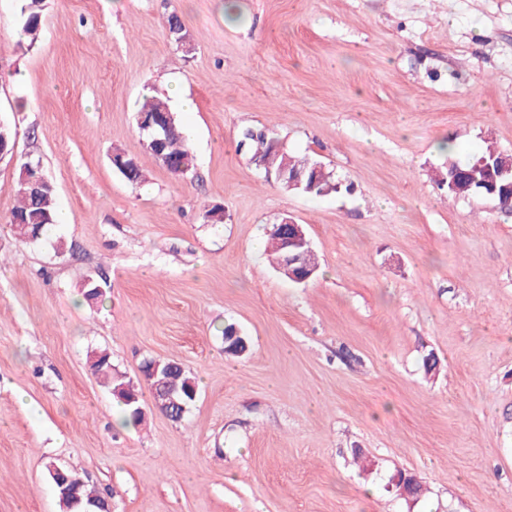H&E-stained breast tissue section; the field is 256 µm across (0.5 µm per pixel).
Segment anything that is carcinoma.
<instances>
[{
    "label": "carcinoma",
    "instance_id": "carcinoma-1",
    "mask_svg": "<svg viewBox=\"0 0 512 512\" xmlns=\"http://www.w3.org/2000/svg\"><path fill=\"white\" fill-rule=\"evenodd\" d=\"M25 5L21 9V26L27 35L29 43L37 41L41 26L40 0H24ZM139 114L146 117L169 115V130L164 137V153L178 166L183 167L182 174L191 172L194 168V156L189 147V137L171 109L168 100L151 96L146 99L139 110ZM238 150L249 157H258L264 163V170L276 173L283 169L290 172H310L315 160L308 156L296 158L288 153L274 136L264 130H252L247 128L240 133L237 142ZM443 150L447 153V159L434 178L438 189L444 191L450 198H462L468 196H481L494 203H499V196L509 194L512 189L508 185L512 179L503 178L491 183L483 178L482 173L470 177L467 172L471 171L474 164L481 158L490 160V148H485L481 153L474 156L464 164L452 158V148L445 146ZM38 162L31 159L23 162L18 174V203L11 211L9 224L15 238L21 241L38 240L49 234L57 224V212L55 207L56 190L51 183L44 185L39 191H34L31 186V179L39 174L37 171ZM460 172V182L465 184V190L459 191L452 187L450 174ZM298 191L313 197L329 195H344L352 192V187L341 183L331 170L320 176L308 178ZM92 369L97 375L102 386L113 391L124 406L126 423L138 426L142 423V416L136 412L137 404L130 402V398L138 394V389L122 376L112 371L111 356L107 352H100L92 362ZM153 391L154 398L161 403V412L166 413L170 407L166 405L168 399L165 395L174 393V398L185 406H190L192 399L190 393L198 388L196 378L188 373L182 366L173 360L156 361V376L147 380ZM64 473L72 478L76 493L81 505L74 508V512H80L82 505L89 502H102L98 490L84 482L80 477L64 470Z\"/></svg>",
    "mask_w": 512,
    "mask_h": 512
}]
</instances>
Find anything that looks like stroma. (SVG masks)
<instances>
[{
	"label": "stroma",
	"mask_w": 512,
	"mask_h": 512,
	"mask_svg": "<svg viewBox=\"0 0 512 512\" xmlns=\"http://www.w3.org/2000/svg\"><path fill=\"white\" fill-rule=\"evenodd\" d=\"M20 6L0 0V70L24 75L0 83L18 132L0 161V512H61L54 465L113 512H512V215L432 179L443 144L463 163L512 151V0H44L32 45ZM147 94L178 113L191 173L144 150ZM250 127L353 193L266 181L237 150ZM28 159L70 221L21 242ZM211 203L223 224L203 223ZM286 216L317 255L304 284L264 254ZM229 323L244 357L224 352ZM103 350L138 382L145 360L182 364L184 419L142 386L144 423L124 424L91 369ZM399 469L419 502L389 488Z\"/></svg>",
	"instance_id": "obj_1"
}]
</instances>
